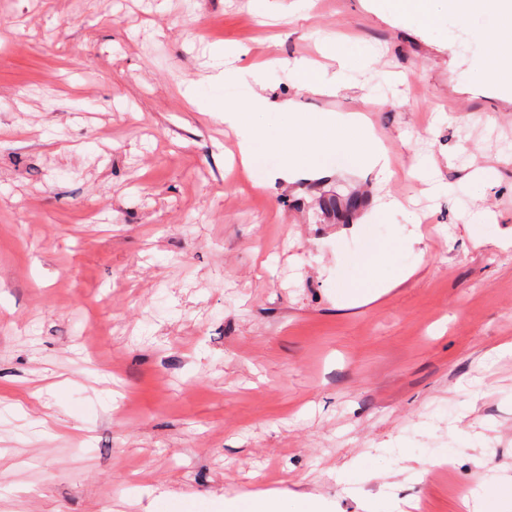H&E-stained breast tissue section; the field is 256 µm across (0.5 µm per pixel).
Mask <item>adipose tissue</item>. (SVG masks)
Returning a JSON list of instances; mask_svg holds the SVG:
<instances>
[{
    "label": "adipose tissue",
    "instance_id": "1",
    "mask_svg": "<svg viewBox=\"0 0 512 512\" xmlns=\"http://www.w3.org/2000/svg\"><path fill=\"white\" fill-rule=\"evenodd\" d=\"M489 8L496 12L499 22L475 30L484 52L472 70L473 75L487 81L512 74V0H392L393 12L422 27L437 25L451 11L467 16ZM247 54V47L242 45H228L217 52L219 70L213 84L243 89L242 97L225 103L224 122L237 131L243 161L259 171L260 186L281 178L295 180L326 174V162L334 156L343 158L348 167L374 170L389 177L386 150L362 115L326 111L307 119L296 112L293 102H274L264 93L266 75L281 70L293 73L298 89L332 95L344 85L341 73L311 70L301 62L274 54L263 66L245 75L237 63ZM269 154L277 157L278 164L267 170L263 159Z\"/></svg>",
    "mask_w": 512,
    "mask_h": 512
}]
</instances>
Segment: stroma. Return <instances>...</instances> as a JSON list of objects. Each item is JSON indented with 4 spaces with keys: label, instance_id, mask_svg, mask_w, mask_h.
Segmentation results:
<instances>
[{
    "label": "stroma",
    "instance_id": "1",
    "mask_svg": "<svg viewBox=\"0 0 512 512\" xmlns=\"http://www.w3.org/2000/svg\"><path fill=\"white\" fill-rule=\"evenodd\" d=\"M291 2L0 0V512H225L266 491L464 512L512 481V95L470 76L486 19ZM333 36L346 89L272 72L265 93L365 114L391 179L256 187L186 83L208 86L227 42L333 71ZM390 196L403 209L375 218ZM476 203L496 215L482 240ZM375 250L388 287L346 291Z\"/></svg>",
    "mask_w": 512,
    "mask_h": 512
}]
</instances>
